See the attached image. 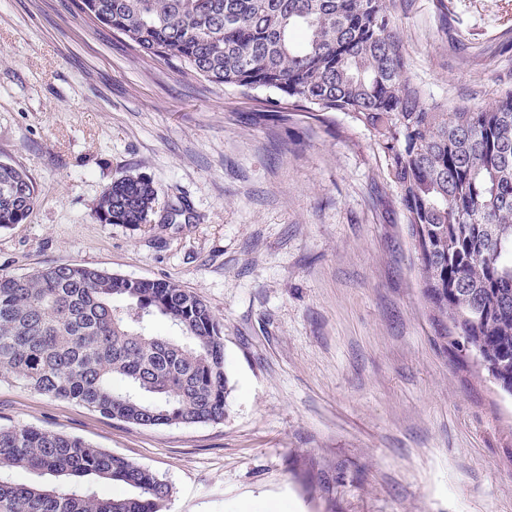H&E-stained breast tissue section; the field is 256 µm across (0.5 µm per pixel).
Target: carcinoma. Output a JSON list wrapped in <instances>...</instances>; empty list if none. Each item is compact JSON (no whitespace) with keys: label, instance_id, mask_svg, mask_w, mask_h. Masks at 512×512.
Wrapping results in <instances>:
<instances>
[{"label":"carcinoma","instance_id":"obj_1","mask_svg":"<svg viewBox=\"0 0 512 512\" xmlns=\"http://www.w3.org/2000/svg\"><path fill=\"white\" fill-rule=\"evenodd\" d=\"M398 0H80L83 16L149 57L176 60L217 87L272 92L283 121L343 112L369 135L399 192L419 288L435 335L512 395V90L487 105H427L392 29ZM301 29L305 40L293 42ZM158 196L125 175L94 218L138 226ZM38 202L21 169L0 161V228ZM176 330L161 335L146 317ZM76 402L129 424L224 420V337L207 304L177 284L82 265L0 274V381ZM64 476L54 487L0 477V512H165L154 473L82 439L0 427V472ZM85 477L127 486L101 497Z\"/></svg>","mask_w":512,"mask_h":512}]
</instances>
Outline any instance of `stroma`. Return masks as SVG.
I'll list each match as a JSON object with an SVG mask.
<instances>
[{
    "label": "stroma",
    "instance_id": "stroma-1",
    "mask_svg": "<svg viewBox=\"0 0 512 512\" xmlns=\"http://www.w3.org/2000/svg\"><path fill=\"white\" fill-rule=\"evenodd\" d=\"M394 25L427 104L512 89V0H400ZM255 109L75 0H0V161L38 194L0 228V274L176 283L220 322L229 387L222 422L142 427L2 381L0 425L152 471L166 512H512V395L434 336L367 132ZM128 174L159 191L150 223H97Z\"/></svg>",
    "mask_w": 512,
    "mask_h": 512
}]
</instances>
